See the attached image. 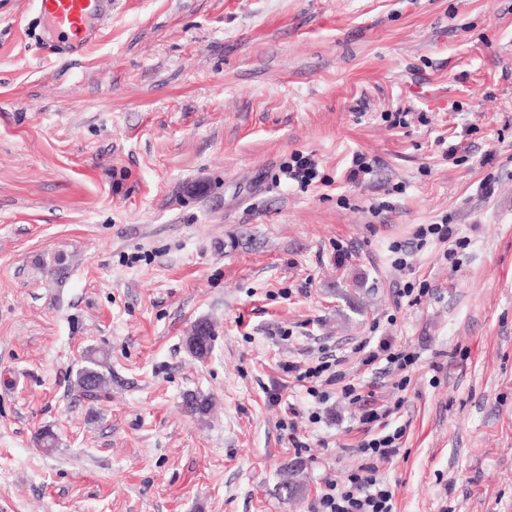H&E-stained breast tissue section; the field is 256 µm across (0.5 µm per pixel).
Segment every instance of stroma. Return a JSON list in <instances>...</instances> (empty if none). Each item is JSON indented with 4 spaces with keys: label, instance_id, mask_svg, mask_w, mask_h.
<instances>
[{
    "label": "stroma",
    "instance_id": "35a3bbf8",
    "mask_svg": "<svg viewBox=\"0 0 512 512\" xmlns=\"http://www.w3.org/2000/svg\"><path fill=\"white\" fill-rule=\"evenodd\" d=\"M97 26L60 54L0 0V512H313L365 430L284 370L325 354L400 405L397 512H512V0H112ZM444 220L454 269L415 247ZM382 338L420 355L406 390L362 364ZM290 164L283 168V172L288 175V180H294L302 185H310L318 176L316 163L308 157L296 155ZM84 364L76 372L75 387L82 396L97 400L104 396L107 378L103 372L106 365V354L100 351H90L84 358ZM94 379L97 387L90 391L88 381Z\"/></svg>",
    "mask_w": 512,
    "mask_h": 512
}]
</instances>
